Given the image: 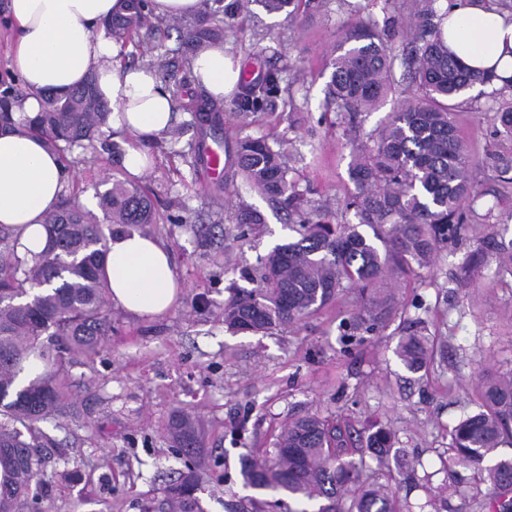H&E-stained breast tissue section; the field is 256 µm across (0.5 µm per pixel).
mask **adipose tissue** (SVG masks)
<instances>
[{
  "instance_id": "obj_1",
  "label": "adipose tissue",
  "mask_w": 512,
  "mask_h": 512,
  "mask_svg": "<svg viewBox=\"0 0 512 512\" xmlns=\"http://www.w3.org/2000/svg\"><path fill=\"white\" fill-rule=\"evenodd\" d=\"M122 11L123 0H7L17 30L9 58L27 96L12 105L11 123L0 124V224L18 232L19 256L30 259L44 249L46 219L59 209L71 177L47 139L27 130L42 93L62 95L95 76L112 107L105 134L137 142L124 157L133 177L153 166L146 144L172 126V102L158 73L116 60L106 24ZM443 36L466 65L494 69V88L512 76V19L480 0H456ZM191 69L212 96L228 98L238 89L240 65L223 44L196 54ZM105 273L112 303L137 317L166 314L182 292L170 249L151 235L112 236Z\"/></svg>"
}]
</instances>
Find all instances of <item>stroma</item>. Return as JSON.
Masks as SVG:
<instances>
[{"mask_svg": "<svg viewBox=\"0 0 512 512\" xmlns=\"http://www.w3.org/2000/svg\"><path fill=\"white\" fill-rule=\"evenodd\" d=\"M402 10V0H301L293 18L254 4L225 20V52L244 66L263 54L266 66L282 69L293 105L254 117L245 130L233 117L231 99L216 130L183 112L179 139L163 137L150 148L153 166L138 180L157 213L147 232L173 251L183 294L169 314L152 319L112 307L111 336L91 358L68 366L61 385L79 415L45 424L53 438L45 451L79 466L83 478L72 483L47 477L38 494L48 512H143L162 499L183 468L167 431L181 410L204 426L209 477L198 493L204 512H224L225 505L253 497L240 475L244 449L271 452L290 417L332 412L358 433L368 420L380 421L406 450L402 471L373 469L374 481L399 483V512H478L472 496L480 475L454 465L450 432L476 409L477 369L512 368V275L491 260L475 281L460 282L461 265L478 244L479 224L466 225L436 265L397 279L396 315L351 353H344L337 326L359 304L353 290L296 328L235 335L224 326L231 288L243 285L244 268L258 265L294 233L285 212L241 185H227L211 200L206 174L179 155L200 141L233 142L244 131L281 139L311 200L338 211L352 188L351 141L335 113L322 107L337 33L351 16L381 22ZM498 104L489 92L459 111L474 151L473 175L486 192L476 205L480 216L494 201L512 205V185L498 181L493 169L495 156L512 154V140L492 134ZM71 169L67 197L94 202L105 192V180L126 176L121 157L108 152L83 153ZM242 202L266 221L237 241L225 237L223 219ZM418 300L424 303L420 312L413 307ZM416 316L424 318L437 353L433 365L413 372L393 350Z\"/></svg>", "mask_w": 512, "mask_h": 512, "instance_id": "35a3bbf8", "label": "stroma"}]
</instances>
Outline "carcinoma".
I'll return each mask as SVG.
<instances>
[{
    "label": "carcinoma",
    "instance_id": "obj_1",
    "mask_svg": "<svg viewBox=\"0 0 512 512\" xmlns=\"http://www.w3.org/2000/svg\"><path fill=\"white\" fill-rule=\"evenodd\" d=\"M254 1L271 14H295V0H213L197 21L179 31V43L150 67H185L209 43L226 17H235ZM440 0H409V17L383 23L355 17L345 22L332 51L331 74L323 108L349 129L359 114L374 112L394 96V110L369 142L353 149L348 165L354 190L344 211L354 221L334 220L311 204L289 177L281 145L265 137H239L227 145L230 166L225 180L276 201L288 212L298 238L276 245L257 272L245 271L251 288H237L224 302V325L239 333L269 334L295 327L335 301L348 289L360 306L339 328L344 345L383 331L394 316L396 298L388 281L414 267H430L439 250L472 221L473 205L483 196L472 177L474 160L456 123V111L472 100L469 93L497 78L467 67L448 50L441 24L448 11ZM149 0H126L125 13L109 22L112 38L126 46L132 38L152 37L157 24ZM402 49L404 89L394 76L396 38ZM186 81L168 86L176 109L195 114L212 127L224 122V100L201 88L189 97ZM281 77L268 69L255 80H242L237 98L240 116L263 112L280 98ZM110 114L108 103L89 79L70 93L43 95L41 112L30 129L45 136L61 154L94 145ZM496 137L512 140V103L499 104L491 117ZM111 224L142 230L157 223L153 202L135 182L115 180L102 194ZM265 223L248 204L234 213L227 234L241 239L244 227ZM47 247L30 262L17 255L14 232L0 225V512H28L38 495L30 494L47 465L46 434L39 424L68 408L59 383L65 357L74 360L98 348L112 332L106 308L107 282L102 263L108 239L96 218L65 200L46 221ZM496 224H486L491 251L479 249L465 263L512 271V243L495 241ZM394 354L410 370L434 360V344L422 334L400 337ZM44 371L18 383L29 357ZM478 409L451 433L455 463L483 475L485 488L473 499L481 512H512V458L498 449L512 447V370L481 369L477 374ZM177 454L192 462L170 483L163 499L146 512H203L196 492L206 470V449L198 420L181 411L169 424ZM390 429L372 424L353 440L350 424L338 415L307 414L285 425L271 458L248 450L239 457L243 483L254 489L282 491L302 502L318 501L316 512H394L397 488L367 481L368 460L400 464Z\"/></svg>",
    "mask_w": 512,
    "mask_h": 512
}]
</instances>
